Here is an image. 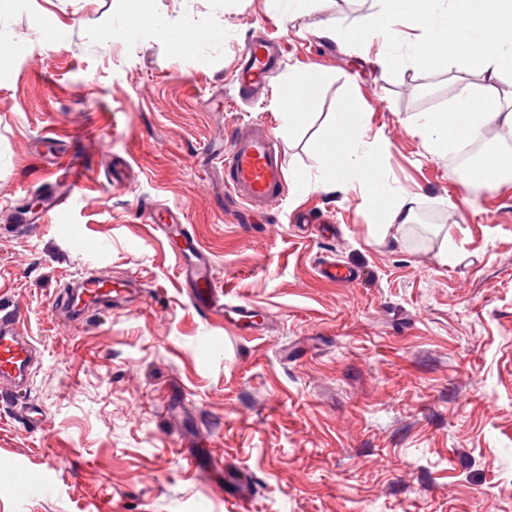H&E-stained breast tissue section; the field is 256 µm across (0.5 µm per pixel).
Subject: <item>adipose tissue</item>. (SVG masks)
<instances>
[{"mask_svg":"<svg viewBox=\"0 0 512 512\" xmlns=\"http://www.w3.org/2000/svg\"><path fill=\"white\" fill-rule=\"evenodd\" d=\"M385 2L382 10L360 16L352 31L354 39L378 40L382 67L397 64L392 48L403 40L398 22L409 18L424 32L412 45L419 67L435 68L451 57L487 78L483 85L462 86L443 110L410 117L411 127L430 152L445 156L478 141L512 137V102H503L493 85L501 72L512 70V0ZM326 80L324 71L311 70L290 74L284 81L281 96L295 101L284 111L289 130L306 123ZM313 147L321 160L314 188L359 186L364 206L379 219L377 241H384L394 226L412 223L417 199L405 192H388L375 151L365 140L363 113L356 99L342 105L328 132L316 137ZM511 174V149L486 150L479 166L449 172L465 184L497 183Z\"/></svg>","mask_w":512,"mask_h":512,"instance_id":"ef3b65f1","label":"adipose tissue"}]
</instances>
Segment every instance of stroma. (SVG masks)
I'll use <instances>...</instances> for the list:
<instances>
[{
  "label": "stroma",
  "instance_id": "stroma-1",
  "mask_svg": "<svg viewBox=\"0 0 512 512\" xmlns=\"http://www.w3.org/2000/svg\"><path fill=\"white\" fill-rule=\"evenodd\" d=\"M380 7L298 0L292 21L286 0H144L199 33L179 52L148 26L114 42L126 0H0V226L40 200L61 149L92 177L71 219L107 244L93 256L52 222L0 233V307L22 313L42 350L28 391L0 400V512H229L228 468L252 474L251 512H512V183L467 190L448 176L455 155L430 154L406 123L485 77L406 56L383 70L377 45L349 37ZM41 13L59 21L54 42L33 26ZM326 19L337 40L318 36ZM262 33L288 46L273 87L328 74L299 131L272 100L236 98V61ZM350 96L388 190L418 195L414 223L380 244L359 188L298 184L316 175L312 141ZM106 120L101 139L81 138ZM243 121L272 130L288 177L262 215L224 191ZM156 204L183 213L221 284L264 315L262 335L194 313L147 221ZM304 209L338 234L301 230ZM326 256L361 280L320 279ZM92 267L138 279L143 296L80 325L52 315L62 284ZM30 402L46 411L42 429L21 417ZM20 465L51 471L50 489L19 494Z\"/></svg>",
  "mask_w": 512,
  "mask_h": 512
}]
</instances>
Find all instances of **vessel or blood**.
I'll return each mask as SVG.
<instances>
[{
	"mask_svg": "<svg viewBox=\"0 0 512 512\" xmlns=\"http://www.w3.org/2000/svg\"><path fill=\"white\" fill-rule=\"evenodd\" d=\"M280 59L276 43L264 39L252 42L238 88L242 101L255 100L265 93ZM88 179L78 158L70 154L57 156L50 171L52 191L47 198L46 217L63 228H70V208L86 201ZM224 188L253 213L268 211L285 196L287 175L271 133L251 124L236 128L224 154ZM149 217L160 227L164 238L176 247L178 276L187 288L192 309L204 318H224L228 325L240 331H262L257 311L247 302L229 299L227 290L218 286L212 263L180 214L160 208L150 211ZM318 274L326 281L339 284L360 277L359 272L333 258L320 261ZM135 287V280L117 279L95 269L68 283L54 299L52 308L68 321L82 323L127 300ZM41 356L42 351L29 336L21 314L0 312V388L9 395L20 392L28 385L32 369ZM226 499L234 512H249L251 488L247 476L236 480L233 492Z\"/></svg>",
	"mask_w": 512,
	"mask_h": 512,
	"instance_id": "b4317fda",
	"label": "vessel or blood"
}]
</instances>
